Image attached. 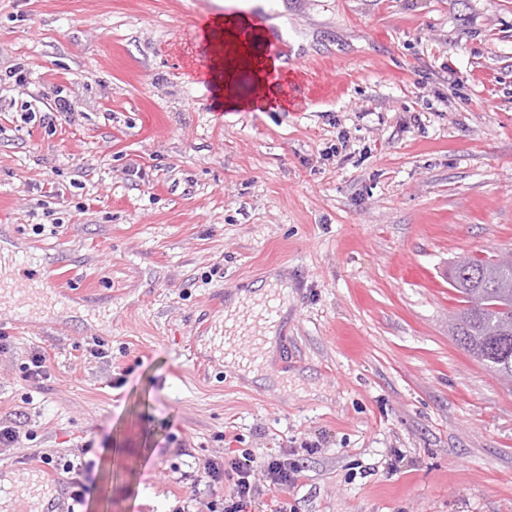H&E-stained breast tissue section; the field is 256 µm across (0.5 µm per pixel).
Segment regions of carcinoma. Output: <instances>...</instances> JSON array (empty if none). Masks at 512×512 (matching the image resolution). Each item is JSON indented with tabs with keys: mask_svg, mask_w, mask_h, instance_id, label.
<instances>
[{
	"mask_svg": "<svg viewBox=\"0 0 512 512\" xmlns=\"http://www.w3.org/2000/svg\"><path fill=\"white\" fill-rule=\"evenodd\" d=\"M448 284L462 308L450 333L457 345L499 377L512 382V257H464Z\"/></svg>",
	"mask_w": 512,
	"mask_h": 512,
	"instance_id": "carcinoma-1",
	"label": "carcinoma"
}]
</instances>
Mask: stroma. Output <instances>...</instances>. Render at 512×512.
I'll return each instance as SVG.
<instances>
[{"mask_svg": "<svg viewBox=\"0 0 512 512\" xmlns=\"http://www.w3.org/2000/svg\"><path fill=\"white\" fill-rule=\"evenodd\" d=\"M228 4L0 0V251L65 295L0 301V512H43L47 456L90 464L85 512H208L189 475L236 449L302 466L295 512H512V388L446 276L512 252V0H274L297 112L215 106ZM256 284L287 310L251 379L211 336ZM270 39L268 40L269 55L283 61V69L279 78L283 82V90L287 93L288 101L294 103L297 99L310 100L312 90L301 79L305 64L303 54L294 51L289 39L273 26L268 27ZM56 267L57 265L54 263L42 265L41 275L34 280L28 295L18 303L22 306L25 314L35 307L36 302L43 301L45 303L51 298L47 288L55 284L54 271ZM49 376V365L46 356L40 352H32L29 363H25L24 377L26 380L39 383Z\"/></svg>", "mask_w": 512, "mask_h": 512, "instance_id": "1", "label": "stroma"}]
</instances>
